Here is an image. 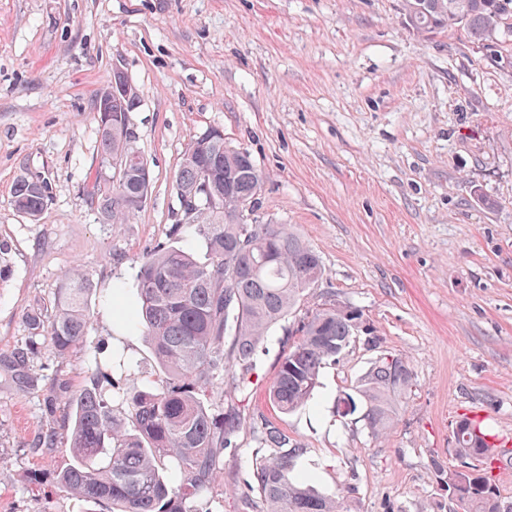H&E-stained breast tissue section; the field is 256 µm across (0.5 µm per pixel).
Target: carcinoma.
<instances>
[{
	"instance_id": "cac0c4a2",
	"label": "carcinoma",
	"mask_w": 512,
	"mask_h": 512,
	"mask_svg": "<svg viewBox=\"0 0 512 512\" xmlns=\"http://www.w3.org/2000/svg\"><path fill=\"white\" fill-rule=\"evenodd\" d=\"M404 6L418 32L460 30L494 56L512 48V0H404ZM136 108L133 99L115 100L112 111L99 116L100 164L110 168L120 160L125 176L120 184L110 176L95 179L89 197L103 219L114 224L135 212L126 199L148 188V162L130 132L129 113ZM262 181L250 155L224 143L218 128L205 130L186 147L174 181L182 217L173 234L186 220L198 225L206 258L200 262L180 248L159 246L136 275L138 324L167 380L156 390L128 392L113 381L112 371L97 365L66 397L72 463L57 480L73 499L106 504L112 512H203L204 495L224 469L222 453L232 446L241 419L229 405L206 407L202 396L224 379L227 366L249 372L269 329L324 273L319 255L287 225L235 220V202L254 201ZM210 200L226 207L216 210ZM13 204L39 220L47 207L43 182L19 176ZM90 289L87 274L75 269L59 282L49 319L36 311L27 315L31 329L59 355L87 341ZM355 319L354 310L329 304L305 315L288 333V352L268 386V399L279 413L307 403L325 365L356 338ZM412 379L404 357L384 355L359 380L356 393L371 436L379 438L393 426L398 398ZM116 401L127 405V417L115 414ZM453 434L462 468L434 463L448 488V512H512V499L501 495L493 475L501 451L488 442L487 429L463 417ZM305 452L274 422L264 423L253 482L265 512H345L336 498L320 494L306 476L295 474ZM168 467L176 474L174 485L164 476Z\"/></svg>"
}]
</instances>
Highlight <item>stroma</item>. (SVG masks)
Returning <instances> with one entry per match:
<instances>
[{"mask_svg":"<svg viewBox=\"0 0 512 512\" xmlns=\"http://www.w3.org/2000/svg\"><path fill=\"white\" fill-rule=\"evenodd\" d=\"M403 3L0 0V512H76L55 479L65 443L39 439L66 433L63 392L95 358L123 357L113 377L127 391L163 380L131 321L135 275L159 245L204 259L197 225L171 228L183 150L209 127L263 174L253 221L290 226L324 266L270 329L247 383L233 367L204 397L242 421L207 493L212 512H262L244 481L267 420L304 448L297 473L347 512H448L433 464L460 466L456 421L512 430V51L417 33ZM116 68L139 92L129 119L150 170L145 202L117 226L88 197L100 170L93 98ZM23 173L47 187L36 222L12 203ZM75 268L92 283L88 339L60 356L26 315H52ZM329 303L360 310L381 344L356 338L306 406L281 414L267 389L288 331ZM384 353L405 356L413 379L376 440L335 404Z\"/></svg>","mask_w":512,"mask_h":512,"instance_id":"obj_1","label":"stroma"}]
</instances>
